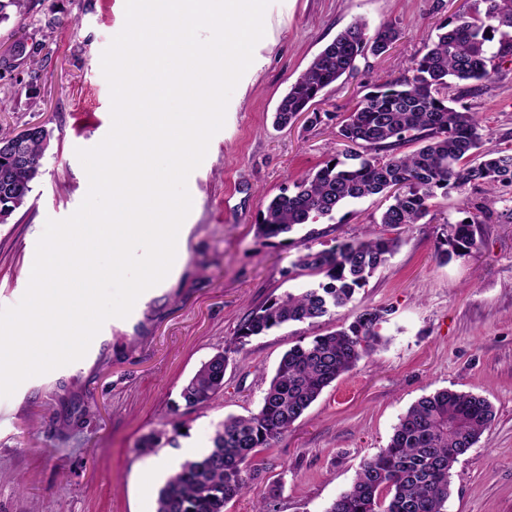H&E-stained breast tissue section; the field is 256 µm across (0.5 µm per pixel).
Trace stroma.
Here are the masks:
<instances>
[{
    "label": "stroma",
    "mask_w": 512,
    "mask_h": 512,
    "mask_svg": "<svg viewBox=\"0 0 512 512\" xmlns=\"http://www.w3.org/2000/svg\"><path fill=\"white\" fill-rule=\"evenodd\" d=\"M465 0H271L265 35L233 91L225 123L187 186L186 256L143 292L126 318L111 319L86 355L25 380L0 398V512H155L164 477L143 480L165 459L190 457L193 439L212 444L219 423L257 411L282 355L299 340L349 324L364 308L387 307L383 344L341 375L304 415L258 449L249 490L224 512H325L383 448L399 417L442 389L489 400L495 418L451 474L445 512H512V198L496 218L474 225L476 249L441 260L445 221L473 211V186L430 202L429 214L399 230L400 244L347 306L315 322L291 323L231 354L224 390L189 408L180 394L201 364L232 339L266 300L313 284L295 266L288 237L256 226L267 203L316 171L336 147L337 125L378 77H398L426 51ZM125 0H29L25 16L0 23V48L39 46L18 79L0 78L8 109L0 123L45 125L52 133L27 202L0 224V308L22 298L47 219L70 216L89 181L75 151L96 146L111 127L101 54L125 22ZM401 30L386 54L359 59L354 75L313 105L319 119L280 127L274 113L290 85L354 18ZM464 106L478 113L498 147H512V62ZM382 211L379 197L343 205L296 232L314 249L361 236ZM154 448L143 449L147 436Z\"/></svg>",
    "instance_id": "obj_1"
}]
</instances>
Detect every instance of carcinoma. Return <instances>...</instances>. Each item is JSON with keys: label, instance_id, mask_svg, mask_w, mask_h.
<instances>
[{"label": "carcinoma", "instance_id": "cac0c4a2", "mask_svg": "<svg viewBox=\"0 0 512 512\" xmlns=\"http://www.w3.org/2000/svg\"><path fill=\"white\" fill-rule=\"evenodd\" d=\"M27 0H0V22L9 10L23 15ZM501 28L512 30V0H473L471 6L438 27L437 40L412 62L409 77L380 78L355 104L338 131L345 149L317 171L275 196L262 212L258 235L279 238L295 228L333 214L341 205L382 195L389 201L380 224L402 229L428 214L437 191L483 185L490 195L478 213L449 223L443 258L471 251L472 224L494 216L498 193L512 189V148L491 145L480 117L457 108L469 82L492 80L498 65L512 57V37L502 34L498 50L488 43ZM392 24L374 30L355 19L327 43L280 100L275 123L286 126L309 110L331 84L356 71L358 58L381 56L399 40ZM51 139L43 127L15 132L0 126V193L17 190L0 206L16 211L33 191L40 161ZM421 144L406 153L401 148ZM399 239L369 231L315 250L308 239L295 266L319 277L301 292L286 293L252 310L231 345L205 362L182 388L188 407L203 405L224 390L229 354L249 339L290 322L333 314L350 303L368 279L397 250ZM392 309L365 308L348 326L291 347L265 389L258 411L229 416L219 425L213 448L179 465L161 488L156 512H224V506L249 488L247 467L257 449L288 429L322 391L381 344L380 328ZM495 418L492 404L471 393L444 389L424 396L400 416L387 445L366 459L351 486L325 512H444L451 470L474 447Z\"/></svg>", "mask_w": 512, "mask_h": 512}]
</instances>
